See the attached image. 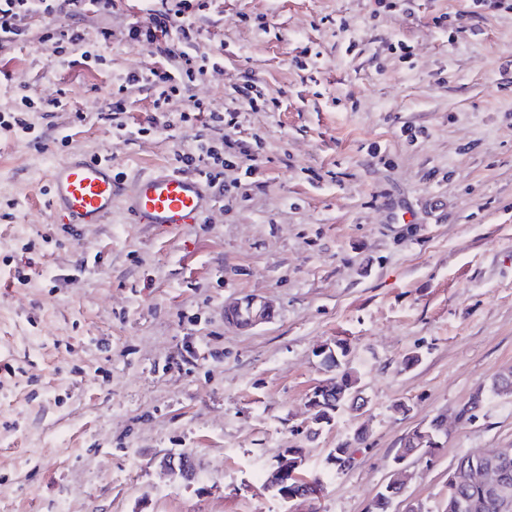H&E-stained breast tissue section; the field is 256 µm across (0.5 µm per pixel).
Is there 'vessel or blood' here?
Listing matches in <instances>:
<instances>
[{
    "instance_id": "b4317fda",
    "label": "vessel or blood",
    "mask_w": 512,
    "mask_h": 512,
    "mask_svg": "<svg viewBox=\"0 0 512 512\" xmlns=\"http://www.w3.org/2000/svg\"><path fill=\"white\" fill-rule=\"evenodd\" d=\"M48 208L54 223L72 231L105 223L122 202L131 223L189 227L211 208L208 183L201 176L157 171L125 182L111 159L72 152L48 174Z\"/></svg>"
}]
</instances>
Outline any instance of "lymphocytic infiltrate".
<instances>
[{
    "mask_svg": "<svg viewBox=\"0 0 512 512\" xmlns=\"http://www.w3.org/2000/svg\"><path fill=\"white\" fill-rule=\"evenodd\" d=\"M121 5L122 0H0V41L25 40V20L37 15L44 21L43 42L67 44L68 65H86L97 61V48L108 45L112 34L104 28L94 40H87L71 26V19L89 12L109 13ZM216 5L217 0H152L145 17L131 24L128 41L147 49L160 64L145 72L127 73L114 83L100 114L102 120L110 122L113 133H129L126 114L133 92H149L153 111L163 113L172 98L186 96L193 82L223 64L222 53L200 51L201 32L196 25L197 18ZM225 99L221 106L190 102L187 117L200 122L204 132L194 146L173 154L177 169L194 171L218 188L224 185L228 157L249 162L255 158L240 122L242 112L269 108L261 86L252 78L231 84Z\"/></svg>",
    "mask_w": 512,
    "mask_h": 512,
    "instance_id": "lymphocytic-infiltrate-1",
    "label": "lymphocytic infiltrate"
}]
</instances>
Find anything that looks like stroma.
Listing matches in <instances>:
<instances>
[{"label":"stroma","instance_id":"35a3bbf8","mask_svg":"<svg viewBox=\"0 0 512 512\" xmlns=\"http://www.w3.org/2000/svg\"><path fill=\"white\" fill-rule=\"evenodd\" d=\"M470 5L222 0L205 13L200 48L224 64L190 96L223 103L249 73L279 109L247 116L257 174L235 159L187 228L130 223L117 204L74 236L47 206L48 171L72 150L130 180L172 168L203 131L147 132L145 92L133 136L98 118L115 77L158 65L126 39L146 0L78 20L90 39L112 31L88 68L56 64L36 18L28 41L0 48V114L29 90L62 102L28 112L31 130H0V512H368L402 439L438 416L448 436L410 459L391 512L411 499L443 512L459 455L512 448V394L492 391L512 367V11L457 31ZM246 295L274 314L239 329L224 307ZM339 339L369 404L319 429L317 353ZM478 392L482 410L458 421ZM359 428L336 470L329 451ZM288 448L321 475L316 498L265 489ZM183 451L189 483L157 467Z\"/></svg>","mask_w":512,"mask_h":512}]
</instances>
